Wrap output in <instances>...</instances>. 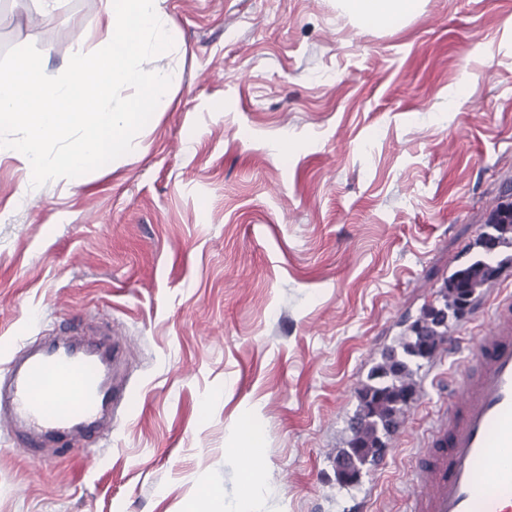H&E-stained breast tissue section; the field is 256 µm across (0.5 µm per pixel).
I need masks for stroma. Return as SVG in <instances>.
<instances>
[{
    "instance_id": "1",
    "label": "stroma",
    "mask_w": 512,
    "mask_h": 512,
    "mask_svg": "<svg viewBox=\"0 0 512 512\" xmlns=\"http://www.w3.org/2000/svg\"><path fill=\"white\" fill-rule=\"evenodd\" d=\"M99 0L0 13L50 76L105 46ZM179 82L130 153L33 186L0 160V366L110 327L109 430L28 458L0 429V512H405L442 380L423 363L385 471L336 481L357 392L512 198V0H166ZM258 459L236 455L243 437ZM416 0H346L349 11L366 26L388 22L396 15H408L415 9Z\"/></svg>"
}]
</instances>
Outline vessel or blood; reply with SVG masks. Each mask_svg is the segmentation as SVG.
Segmentation results:
<instances>
[{"label": "vessel or blood", "mask_w": 512, "mask_h": 512, "mask_svg": "<svg viewBox=\"0 0 512 512\" xmlns=\"http://www.w3.org/2000/svg\"><path fill=\"white\" fill-rule=\"evenodd\" d=\"M497 252L468 260L475 286L469 311L488 326L450 380L448 409L419 448L408 512H512V226L487 227ZM7 362L4 394L28 451L70 441L75 431H98L114 392L109 380L111 340L75 343L69 332L36 353Z\"/></svg>", "instance_id": "vessel-or-blood-1"}]
</instances>
